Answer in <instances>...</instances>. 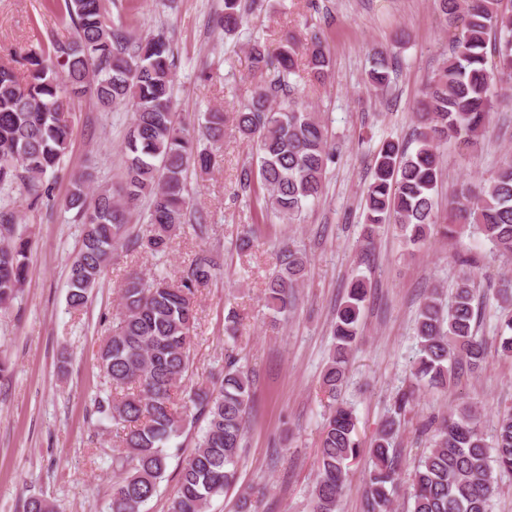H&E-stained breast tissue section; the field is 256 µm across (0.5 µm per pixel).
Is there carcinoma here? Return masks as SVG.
I'll return each instance as SVG.
<instances>
[{
	"instance_id": "1",
	"label": "carcinoma",
	"mask_w": 512,
	"mask_h": 512,
	"mask_svg": "<svg viewBox=\"0 0 512 512\" xmlns=\"http://www.w3.org/2000/svg\"><path fill=\"white\" fill-rule=\"evenodd\" d=\"M445 21H463L462 35L444 60L420 101V127L415 149L388 140L378 149L363 206L365 239L372 242L383 224H396L411 245L424 242L439 223L437 192L440 148L450 142L477 144L491 112L512 103L491 92L497 83L512 82V0H437ZM243 0H224L215 28L226 35L246 18ZM63 21L74 36L50 39L23 56V74L0 65V191L20 185L38 205L72 140L70 100L92 89L105 108L133 112L125 141V171L116 186L90 190L89 176L74 173L65 199L83 226L82 247L69 270L68 306L84 307L89 292L127 230L131 211L149 199V224L136 239L153 255L166 252L186 223L187 172H210L214 154L204 143L224 140V112L204 113L189 126L173 112L174 55L164 32L132 38L123 23L109 18L106 0H64ZM493 52H487L488 43ZM252 70L264 73L270 61L256 41L250 51ZM332 59L321 34L302 45L289 37L280 46L274 75L255 87L235 112V127L256 143V165L238 173L241 193L264 189L265 209L290 221L307 204L320 199L328 163L335 156L327 127L310 112L290 77L307 74L325 81ZM392 63L376 54L367 82L376 91L390 83ZM453 224H475L504 255L512 256V161L495 170L479 186L464 184L449 203ZM17 215L0 205V308L5 310L28 276L30 242L12 234ZM216 262L205 250L195 253L178 277L152 281L136 274L120 292L119 317L98 348L100 370L108 383L97 411L112 423L110 512H142L165 477L169 445L187 424L202 420L194 452L181 464L168 512H207L212 499L237 480L244 445L246 416L253 403V374L227 355L223 370L209 385L190 390L183 385L192 366L196 335V293L215 275ZM304 259L285 249L280 268L265 289L268 308L286 313L295 307ZM370 288L364 277L352 280L331 324L333 349L322 372L321 389L331 400L321 428L316 458L318 477L310 512H337L350 466L363 454L372 459L363 512H391L399 479L393 443L401 416L414 398L402 393L368 448L355 438L357 416L339 400L349 355L356 344L363 303ZM499 307L496 352L512 360V278L501 279L492 295ZM480 294L465 273L451 301L434 288L416 317L418 350L411 374L428 387L446 391L465 375L480 372L487 344L478 336ZM512 473V409L499 413L494 433L486 438L479 411L463 403L436 428L433 447L419 458L411 475L410 512H489L496 493L494 471ZM25 512H55L41 496L30 497Z\"/></svg>"
}]
</instances>
